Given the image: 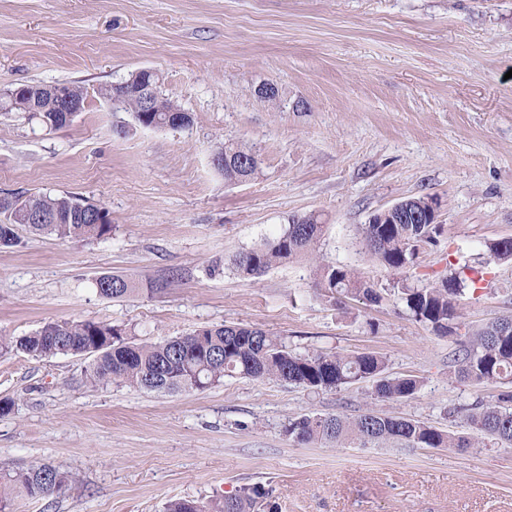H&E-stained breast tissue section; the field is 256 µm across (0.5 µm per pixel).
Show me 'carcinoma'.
<instances>
[{"mask_svg":"<svg viewBox=\"0 0 512 512\" xmlns=\"http://www.w3.org/2000/svg\"><path fill=\"white\" fill-rule=\"evenodd\" d=\"M36 93L34 102L43 108L29 116L61 129L70 125L63 112L54 111L52 87L39 84L18 86L17 98ZM140 127L164 128L174 121L175 103L156 94L150 111L143 101L129 96L122 101ZM224 156V180L249 181L258 174L259 161L247 145L232 139L216 150ZM34 216L6 218L0 223V245L17 240L16 227L59 239H101L111 230L107 212L97 203L70 195L39 194L23 200ZM324 225L315 214L300 218L282 232L236 255L232 264L243 277H257L291 258H311L322 237ZM440 224H381L369 218L359 229L365 250L374 261L398 275L414 266L421 249L436 242ZM323 287L331 292L360 294L377 303L380 294L360 272L346 266L319 268ZM466 287L459 275L439 278L422 287L400 288V299L410 317L430 327L442 337L456 334V300ZM132 285L121 276H112V285L101 288V295L122 298ZM23 353L33 358L57 355L91 357L85 377L93 386L118 384L150 391L200 390L241 376L254 380H276L310 390H332L360 380L373 383L377 401H400L412 397L420 388L415 377L386 375V360L373 353H300L284 338L267 330L243 324L204 327L189 336L157 341L135 342L125 328L91 320H61L44 324L24 336H0V354ZM448 368L456 377L477 384L512 381V319H499L457 340ZM512 403V391L498 394L493 404L465 409L467 420L484 438L512 445V412L503 404ZM285 432L300 445L334 443L340 447H361L396 443L405 448H472L464 436L446 434L412 418L391 415L368 407L354 417L340 413L304 415L288 421ZM67 475L50 464L0 476V512H18L17 499L44 498L64 491ZM270 490L260 484L245 485L233 496L201 499L177 498L166 504V512H257L274 509L267 502Z\"/></svg>","mask_w":512,"mask_h":512,"instance_id":"carcinoma-1","label":"carcinoma"}]
</instances>
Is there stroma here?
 Here are the masks:
<instances>
[{
	"instance_id": "35a3bbf8",
	"label": "stroma",
	"mask_w": 512,
	"mask_h": 512,
	"mask_svg": "<svg viewBox=\"0 0 512 512\" xmlns=\"http://www.w3.org/2000/svg\"><path fill=\"white\" fill-rule=\"evenodd\" d=\"M157 70L163 97L191 112L182 129L137 127L98 87ZM76 82L74 122L52 129L0 116V195H73L106 209L112 231L71 240L17 227L0 246V335L52 320L126 326L135 340L247 324L301 352H371L421 387L386 413L472 435L462 410L496 386L448 372L453 338L405 311L358 228L410 197L440 201L443 232L411 284L483 272L457 306L458 335L512 317V0H0V92ZM279 89L278 102L257 93ZM251 147L257 177L225 182L212 157ZM319 216L316 260L256 278L233 256ZM364 273L382 296L331 294L317 265ZM119 275L135 293L98 294ZM87 358L0 357V470L46 463L65 493L18 512H164L168 500L231 495L260 483L278 512H512V447L299 445L289 420L356 415L369 383L311 393L228 377L203 391L155 393L86 383Z\"/></svg>"
}]
</instances>
